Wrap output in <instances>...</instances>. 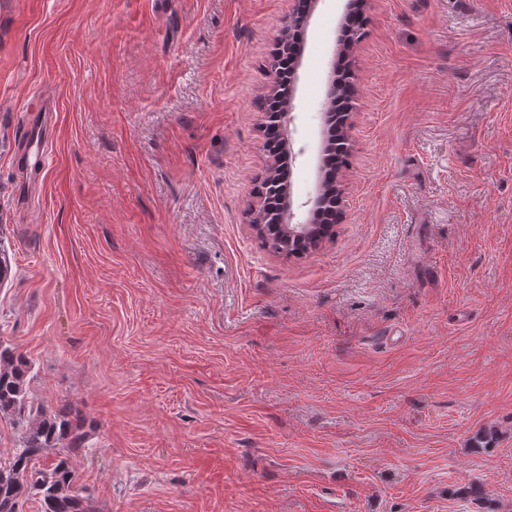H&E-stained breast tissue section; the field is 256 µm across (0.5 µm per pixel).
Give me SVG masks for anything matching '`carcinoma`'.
<instances>
[{"instance_id":"obj_1","label":"carcinoma","mask_w":512,"mask_h":512,"mask_svg":"<svg viewBox=\"0 0 512 512\" xmlns=\"http://www.w3.org/2000/svg\"><path fill=\"white\" fill-rule=\"evenodd\" d=\"M348 69L338 97L343 112L352 108V80ZM281 184L269 175L255 187L262 199V221L278 223L277 209L269 199ZM32 364L13 348L0 344V419L21 424L18 447L6 462L0 461V512H22L24 504L38 497L41 512H99L94 502L80 493L72 461L88 450L86 419L77 411H50L29 404ZM51 459L43 466L41 460Z\"/></svg>"}]
</instances>
